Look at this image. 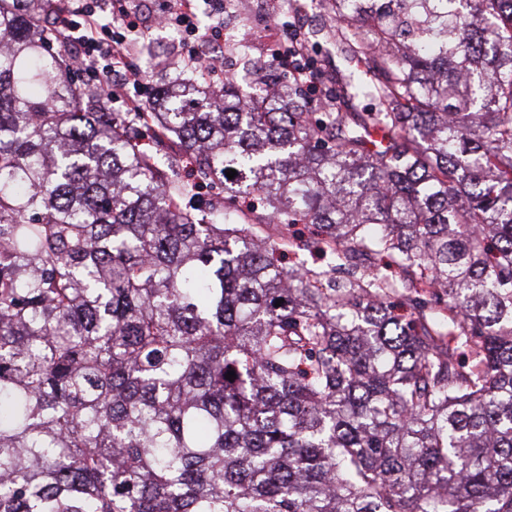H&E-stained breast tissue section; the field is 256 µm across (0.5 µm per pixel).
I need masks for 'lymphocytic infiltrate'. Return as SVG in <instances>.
Wrapping results in <instances>:
<instances>
[{
  "instance_id": "1",
  "label": "lymphocytic infiltrate",
  "mask_w": 512,
  "mask_h": 512,
  "mask_svg": "<svg viewBox=\"0 0 512 512\" xmlns=\"http://www.w3.org/2000/svg\"><path fill=\"white\" fill-rule=\"evenodd\" d=\"M216 0H169L160 22L183 26L187 41L221 39L223 16H215L208 27L195 22L197 4L214 6ZM151 29L141 17L135 0H64L55 38L69 49L75 66L91 73L108 93L110 103L124 111L140 112L145 98L139 93V70L130 57L150 38Z\"/></svg>"
}]
</instances>
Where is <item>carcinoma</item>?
<instances>
[{
    "mask_svg": "<svg viewBox=\"0 0 512 512\" xmlns=\"http://www.w3.org/2000/svg\"><path fill=\"white\" fill-rule=\"evenodd\" d=\"M328 2L111 112L0 0V512H512V0ZM313 26H310L302 34L316 33V37L311 38L309 48L317 45L320 50L319 59L323 70L328 71L331 76L339 83H345L349 75L356 72V66L350 62L351 45L348 39V27L342 24H336L332 14L326 10L325 16L315 20ZM311 23V24H312ZM310 24V25H311ZM275 27L278 29V31L280 33V37L276 41H274L272 44H270V49H269L270 53L273 50L285 48L288 40H291L294 43L295 42L298 43L301 46V50H303V51L308 50L299 37L301 35L300 31H298V32L295 31L293 28H290L288 24H276ZM276 28H274L273 26H265V27L254 30L252 32V37H251L253 44L263 47L264 42L269 37L276 35V33L278 32ZM285 52L288 55L286 48H285Z\"/></svg>",
    "mask_w": 512,
    "mask_h": 512,
    "instance_id": "carcinoma-1",
    "label": "carcinoma"
}]
</instances>
